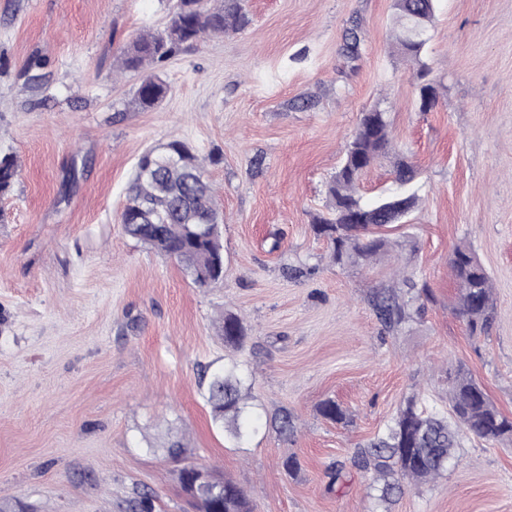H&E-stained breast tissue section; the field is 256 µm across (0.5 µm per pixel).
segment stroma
<instances>
[{"mask_svg": "<svg viewBox=\"0 0 512 512\" xmlns=\"http://www.w3.org/2000/svg\"><path fill=\"white\" fill-rule=\"evenodd\" d=\"M170 0H0V156L18 178L0 196V497L55 512H192L164 444L243 488L254 512H512V443L462 437L436 483L379 502L349 467L411 396L444 408L451 366L512 416V0H436L425 60L438 102L419 109L417 67L393 45L392 0H245L251 25L176 52L153 110L113 78L121 47L166 21ZM356 30L360 52H345ZM308 109H297L298 100ZM387 112L390 154L365 174L374 199L396 159L418 169L420 204L391 231L400 263L431 292L420 316L382 330L370 293L390 256L330 266L311 230L361 112ZM174 139L204 158L223 215L224 282L195 285L119 222L133 167ZM469 243L491 276L496 320L474 340L452 307V251ZM314 266L292 278L289 267ZM238 314L246 346L216 323ZM254 375L250 440L210 419L202 368ZM334 399L344 424L318 412ZM294 418V436L270 421ZM301 469L290 475L286 456ZM340 461L342 478L326 468Z\"/></svg>", "mask_w": 512, "mask_h": 512, "instance_id": "stroma-1", "label": "stroma"}]
</instances>
